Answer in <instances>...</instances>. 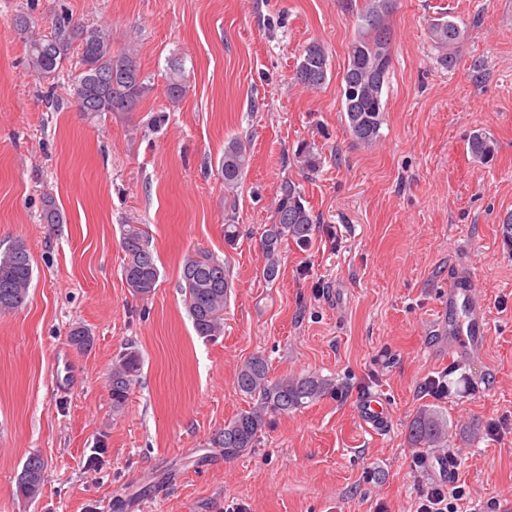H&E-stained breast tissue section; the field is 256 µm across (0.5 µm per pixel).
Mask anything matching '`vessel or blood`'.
Masks as SVG:
<instances>
[{
  "instance_id": "b4317fda",
  "label": "vessel or blood",
  "mask_w": 512,
  "mask_h": 512,
  "mask_svg": "<svg viewBox=\"0 0 512 512\" xmlns=\"http://www.w3.org/2000/svg\"><path fill=\"white\" fill-rule=\"evenodd\" d=\"M477 281L466 266H458L448 275V309L439 316L448 332V353L466 356L482 349L487 331L482 305L476 297ZM363 425L371 430H382L389 424V411L379 397L368 394L358 403ZM427 476L442 483H452L456 469L448 455L426 459Z\"/></svg>"
}]
</instances>
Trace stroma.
<instances>
[{"label": "stroma", "instance_id": "35a3bbf8", "mask_svg": "<svg viewBox=\"0 0 512 512\" xmlns=\"http://www.w3.org/2000/svg\"><path fill=\"white\" fill-rule=\"evenodd\" d=\"M365 4L0 0V253L24 243L33 266L25 305L0 313V512H415L430 480L408 426L424 409L448 421L458 512L512 505V248L500 224L512 212V0H397L385 121L368 147L351 139L340 93ZM62 7L107 27L113 50L136 47L152 89L135 111L87 118L66 77L28 69L12 17L46 35ZM448 18L466 30L452 68L429 35ZM313 42L329 76L308 90L294 73ZM173 61L188 85L176 107L164 91ZM478 131L497 144L489 159L469 151ZM232 137L250 153L234 197L219 168ZM303 146L314 172L294 162ZM287 181L318 222L307 248L282 245L269 281L261 236ZM47 195L63 223H42ZM129 224L160 271L144 298L122 276ZM201 251L233 285L224 331L208 338L181 281ZM458 261L476 275L488 330L480 354L452 364L434 328ZM76 325L92 350L69 343ZM127 348L142 368L116 409L112 365ZM256 353L270 378L315 374L336 391L272 416L228 460L211 441L252 407L236 373ZM431 376L447 398L425 391ZM368 393L385 399L388 429L362 426ZM33 455L45 480L27 499L16 482Z\"/></svg>", "mask_w": 512, "mask_h": 512}]
</instances>
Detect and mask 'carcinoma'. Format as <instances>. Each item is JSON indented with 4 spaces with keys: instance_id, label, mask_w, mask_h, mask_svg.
Instances as JSON below:
<instances>
[{
    "instance_id": "1",
    "label": "carcinoma",
    "mask_w": 512,
    "mask_h": 512,
    "mask_svg": "<svg viewBox=\"0 0 512 512\" xmlns=\"http://www.w3.org/2000/svg\"><path fill=\"white\" fill-rule=\"evenodd\" d=\"M395 0H368L359 15L357 35L348 51V64L342 75L344 119L353 141L373 143L384 121L383 89L391 69V32L387 18ZM13 27L27 35V64L42 79H55L67 64L74 65L69 79L71 98L78 111L88 115L101 112H132L147 95L151 85L142 74L136 49L112 50V34L105 27L85 28L73 21L67 11L56 15L48 35L29 34L31 19L21 12L12 18ZM430 38L437 47L451 50L465 39V30L454 20H440L430 27ZM328 76V55L318 42L310 43L296 66L295 82L306 89L320 88ZM188 91L182 67L175 63L165 76V94L172 104L182 101ZM473 157L485 160L496 151V143L483 133L469 141ZM248 165L247 145L240 138L224 146L220 159L224 191L235 193ZM315 219L301 191L287 182L275 207L274 220L263 233L267 264L264 277L272 281L278 274V253L282 240L291 239L299 246L312 240ZM125 262L122 275L129 288L144 297L154 292L159 270L135 224L127 225L122 238ZM33 275L27 247L16 243L0 255V311L21 307L28 295ZM182 281L189 313L196 332L214 336L223 325L224 305L231 282L225 263L206 253L185 258ZM137 352L125 351L112 367V406L120 409L128 399L134 378L140 371ZM239 391L254 400L249 410L224 423V433L213 439V447L224 449V458L240 456L256 446L268 419L274 414H288L331 393L334 384L318 375H292L273 380L261 354L244 360L236 375ZM448 436V424L436 411H419L409 428L411 442L424 450L439 447ZM26 474L17 482V493L35 498L43 482L44 463L37 455L28 458Z\"/></svg>"
}]
</instances>
